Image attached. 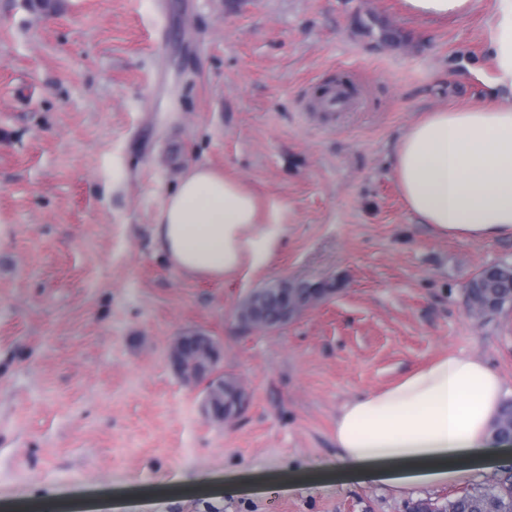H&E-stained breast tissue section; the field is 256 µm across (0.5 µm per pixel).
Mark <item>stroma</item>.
Returning <instances> with one entry per match:
<instances>
[{"mask_svg": "<svg viewBox=\"0 0 512 512\" xmlns=\"http://www.w3.org/2000/svg\"><path fill=\"white\" fill-rule=\"evenodd\" d=\"M495 0L423 21L400 0H0V512H409L491 483L407 493L336 468L341 405L455 351L512 390V308L466 283L512 240L437 236L402 201L394 148L423 113L487 102ZM343 75L348 109L315 90ZM282 207L267 265L182 276L154 214L192 164ZM335 291L249 332L253 290ZM213 336L246 400L207 419L168 362Z\"/></svg>", "mask_w": 512, "mask_h": 512, "instance_id": "1", "label": "stroma"}]
</instances>
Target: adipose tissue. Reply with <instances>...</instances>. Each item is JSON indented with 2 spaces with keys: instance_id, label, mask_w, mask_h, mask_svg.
Listing matches in <instances>:
<instances>
[{
  "instance_id": "obj_1",
  "label": "adipose tissue",
  "mask_w": 512,
  "mask_h": 512,
  "mask_svg": "<svg viewBox=\"0 0 512 512\" xmlns=\"http://www.w3.org/2000/svg\"><path fill=\"white\" fill-rule=\"evenodd\" d=\"M479 0H403L427 20L463 18ZM494 76L490 103L424 113L399 140L393 178L405 205L439 236L512 239V0H496L484 28ZM280 205L262 206L223 169L198 163L154 217L170 266L218 281L264 266L282 232ZM505 396L483 359L448 352L397 383L361 394L336 415V466L371 470L398 489L465 480L500 454L491 425Z\"/></svg>"
}]
</instances>
